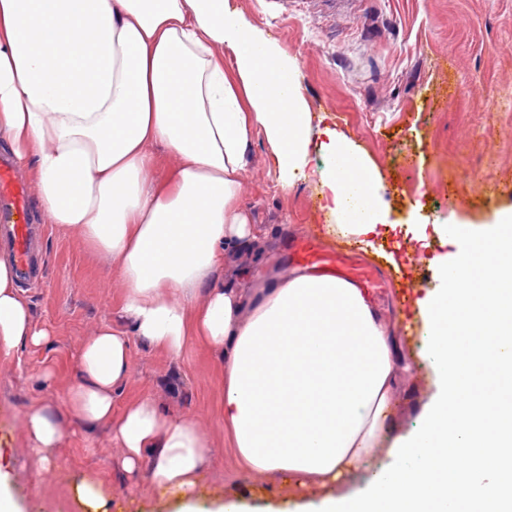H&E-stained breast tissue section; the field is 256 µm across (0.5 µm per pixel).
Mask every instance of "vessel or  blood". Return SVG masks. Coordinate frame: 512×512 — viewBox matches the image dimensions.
I'll list each match as a JSON object with an SVG mask.
<instances>
[{"instance_id":"obj_1","label":"vessel or blood","mask_w":512,"mask_h":512,"mask_svg":"<svg viewBox=\"0 0 512 512\" xmlns=\"http://www.w3.org/2000/svg\"><path fill=\"white\" fill-rule=\"evenodd\" d=\"M28 197L27 187L13 181L10 162L0 159V235L14 255L19 279L25 282L43 274V261L36 252L29 222ZM296 253L304 266L318 274L351 282L363 291H373L380 282L375 265L363 261L353 250L304 236Z\"/></svg>"}]
</instances>
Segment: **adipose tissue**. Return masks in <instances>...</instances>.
<instances>
[{"mask_svg":"<svg viewBox=\"0 0 512 512\" xmlns=\"http://www.w3.org/2000/svg\"><path fill=\"white\" fill-rule=\"evenodd\" d=\"M313 119L295 60L231 0H0V140L33 175L48 223L115 261L124 284L122 321L83 340L65 409H32L25 432L45 452L65 416L109 426L123 475L201 512V428L147 399L112 415L131 338L167 354L193 339L220 354L224 430L243 467L321 491L296 512H512V207L460 231L442 288L422 304L418 356L440 394L396 442L401 465L345 495L337 486L389 417L392 329L344 281L299 270L246 291L221 282L225 243L253 234L239 199L257 133L284 188L312 149L331 157L319 184L335 231L374 248L388 218L380 173L337 127L313 140ZM158 147L176 161L161 180ZM48 337L0 258V351ZM74 489L81 512H110L99 474Z\"/></svg>","mask_w":512,"mask_h":512,"instance_id":"ef3b65f1","label":"adipose tissue"}]
</instances>
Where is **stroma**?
<instances>
[{
  "mask_svg": "<svg viewBox=\"0 0 512 512\" xmlns=\"http://www.w3.org/2000/svg\"><path fill=\"white\" fill-rule=\"evenodd\" d=\"M234 4L295 59L309 109L344 130L377 167L384 182L390 226L381 228L379 258L386 277L375 302L395 331L404 362L391 394L383 440L364 470L347 483L362 488L395 464L393 444L413 434L435 397L437 379L417 353L425 333L421 317L406 318L401 290L414 257H426L424 293L442 286L438 265L454 257L460 238L439 227L461 223L480 229L512 207V107L497 92L512 88V0H234ZM240 203L257 224L256 241L229 246L224 284L251 288L267 275L287 277L290 249L318 229L331 245H358L329 231L336 217L318 191L330 160L316 153L305 175L280 187L267 144L254 136ZM32 224L42 239L45 274L23 287L35 324L50 330L46 345L0 352V471L7 473L20 512H75L73 481L86 471L112 484V512H179L174 495L143 478L119 476L120 450L108 426L89 430L66 421L58 448L34 451L23 419L43 404L64 406L77 380V353L95 327L118 322L123 284L112 260L81 238L44 223L32 203ZM397 265H389L390 252ZM131 374L115 409L148 398L197 423L209 447L199 505L212 512L235 492L264 512H289L293 490L267 486L243 471L224 432V381L215 356L195 341L168 355L131 338Z\"/></svg>",
  "mask_w": 512,
  "mask_h": 512,
  "instance_id": "stroma-1",
  "label": "stroma"
}]
</instances>
